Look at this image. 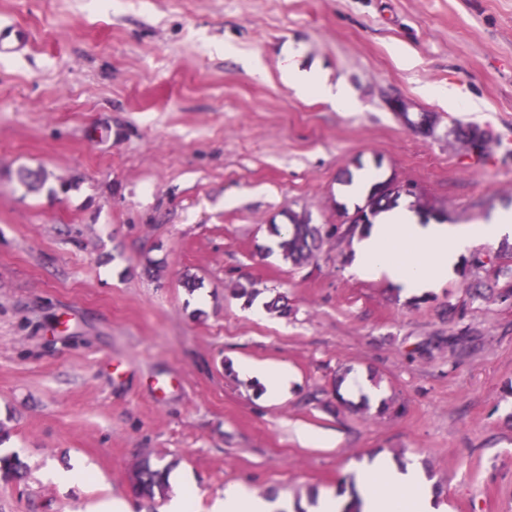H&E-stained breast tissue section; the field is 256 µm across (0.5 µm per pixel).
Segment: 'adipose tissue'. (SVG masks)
I'll return each instance as SVG.
<instances>
[{
  "instance_id": "adipose-tissue-1",
  "label": "adipose tissue",
  "mask_w": 512,
  "mask_h": 512,
  "mask_svg": "<svg viewBox=\"0 0 512 512\" xmlns=\"http://www.w3.org/2000/svg\"><path fill=\"white\" fill-rule=\"evenodd\" d=\"M280 69L296 96H316L339 112L352 108L346 88L331 82L324 71L305 68L299 50L289 49ZM504 239L512 240V209L497 211L479 224H449L420 222L412 210L400 206L380 213L357 240L348 272L363 280L387 281L404 296H417L446 284L461 256L478 244ZM234 368L259 382L270 403L284 397L292 380L282 365L240 358ZM355 482L363 512H446L414 460L399 466L389 458L375 457L357 468ZM277 507V502L257 495L247 485L236 484L214 500L209 512H276Z\"/></svg>"
}]
</instances>
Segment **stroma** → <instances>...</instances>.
Segmentation results:
<instances>
[{"label": "stroma", "mask_w": 512, "mask_h": 512, "mask_svg": "<svg viewBox=\"0 0 512 512\" xmlns=\"http://www.w3.org/2000/svg\"><path fill=\"white\" fill-rule=\"evenodd\" d=\"M4 23L30 45L0 55V451L25 467L0 478V512L110 494L161 512L131 491L146 457L199 512L238 482L310 512L327 491L354 502L355 468L381 454L418 457L448 512H512V256L479 245L407 298L347 274L352 239L296 268L270 231L341 223L343 178L365 169L416 185L400 203L433 222L511 209L512 0H0ZM291 46L352 110L295 96ZM467 127L490 134L481 161ZM23 167L46 170L40 191ZM242 284L290 314L256 318ZM241 357L286 365L289 394L267 403L226 371ZM350 372L384 407L335 399ZM81 458L94 479L43 480Z\"/></svg>", "instance_id": "stroma-1"}]
</instances>
